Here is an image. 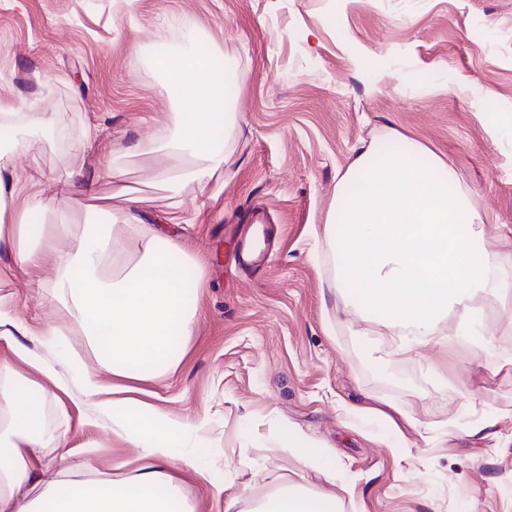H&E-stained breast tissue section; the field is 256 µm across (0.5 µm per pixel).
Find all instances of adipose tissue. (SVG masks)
Here are the masks:
<instances>
[{
	"label": "adipose tissue",
	"instance_id": "adipose-tissue-1",
	"mask_svg": "<svg viewBox=\"0 0 512 512\" xmlns=\"http://www.w3.org/2000/svg\"><path fill=\"white\" fill-rule=\"evenodd\" d=\"M154 66L186 106L161 140L174 164L156 176L175 212L184 205V185H205L223 165L220 142L231 135L237 115L232 84L214 73L208 57L161 54ZM448 175L447 163L438 157L421 164L410 150L366 148L341 175L334 214L325 223L337 288L350 290L352 308L369 310L378 322L397 329L404 354L430 342L448 312L481 327V310L469 304L475 291L501 298L512 293V276L503 269L497 244L485 239L477 207L462 192L449 190ZM113 177V167L105 164L91 176L76 174L53 205L56 223L34 224L29 216L44 211L43 203L5 219L15 176L0 163V245L8 247L13 270L53 263L54 288L70 299L99 362L121 381L120 395L112 399L93 374H86L83 389L140 453L104 465L89 455L81 464L85 479H69L61 470L45 480L50 464L35 453L44 433L33 415L46 403L47 391L38 381L20 380L15 362L29 364L33 357L16 341L23 333L16 312L0 301V339L13 342L16 357L0 362V512H194L183 493L189 473L174 462L186 423L148 413L135 393L137 383L175 367L189 346L194 320L181 281L196 264L167 225L143 230L139 199L128 192L123 227L144 233L139 257L128 255L110 225L74 233L69 213L83 209L94 187ZM69 235L70 250L52 249L54 240ZM22 386L28 391L24 398L18 394ZM256 512H336V498L287 485L259 502Z\"/></svg>",
	"mask_w": 512,
	"mask_h": 512
}]
</instances>
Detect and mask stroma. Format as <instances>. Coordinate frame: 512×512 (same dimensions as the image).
I'll return each instance as SVG.
<instances>
[{"label":"stroma","instance_id":"stroma-1","mask_svg":"<svg viewBox=\"0 0 512 512\" xmlns=\"http://www.w3.org/2000/svg\"><path fill=\"white\" fill-rule=\"evenodd\" d=\"M200 42L237 78L240 121L223 168L183 191L177 232L203 268L195 333L139 400L186 422L177 457L237 512L287 483L335 494L339 512H512L501 300L478 297L481 333L449 317L399 354L396 330L333 288L322 237L340 175L369 144L398 140L448 161L512 261V0H0V104L22 116L4 156L18 202L53 200L110 161L140 189L148 225L162 219L164 160L149 148L182 105L153 60ZM130 142L146 155L113 158ZM55 276L49 264L0 275L22 344L60 385L44 452L60 469L85 445L103 463L136 457L83 394L82 371L112 374L55 299ZM290 431L333 471L285 451Z\"/></svg>","mask_w":512,"mask_h":512}]
</instances>
